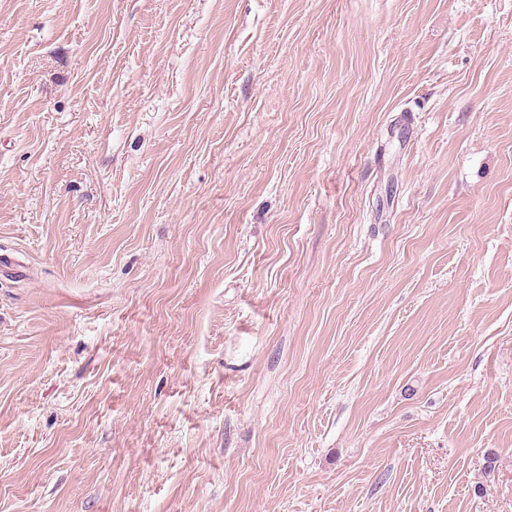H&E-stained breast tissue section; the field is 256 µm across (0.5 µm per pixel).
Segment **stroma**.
<instances>
[{
    "label": "stroma",
    "mask_w": 512,
    "mask_h": 512,
    "mask_svg": "<svg viewBox=\"0 0 512 512\" xmlns=\"http://www.w3.org/2000/svg\"><path fill=\"white\" fill-rule=\"evenodd\" d=\"M0 512H512V0H0Z\"/></svg>",
    "instance_id": "1"
}]
</instances>
